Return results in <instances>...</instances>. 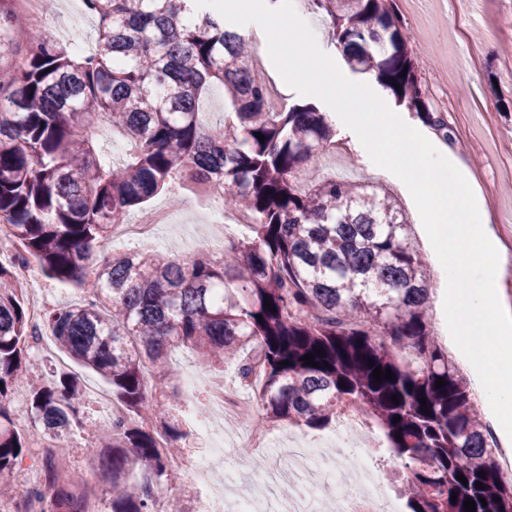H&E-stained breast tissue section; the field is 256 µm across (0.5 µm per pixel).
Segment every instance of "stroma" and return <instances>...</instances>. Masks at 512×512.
Listing matches in <instances>:
<instances>
[{
	"label": "stroma",
	"mask_w": 512,
	"mask_h": 512,
	"mask_svg": "<svg viewBox=\"0 0 512 512\" xmlns=\"http://www.w3.org/2000/svg\"><path fill=\"white\" fill-rule=\"evenodd\" d=\"M457 0H396L395 7L410 36L416 53V66L428 96L436 110L447 113L455 127H466L465 135L443 151L472 186L477 201L488 204L492 219V239L502 247L512 238V155L506 147L512 143V0L476 1L477 23L466 22L468 3ZM55 18L61 25L49 28L51 37L67 43L69 51L91 46L96 22L79 8V0H57ZM83 32L82 44L70 43L73 28ZM307 169L312 179L336 176L348 182L378 185L390 191L405 211L411 224V237L425 264L429 292L431 331L438 341L449 334L443 301L445 272L423 228L414 201L405 186L390 172L377 167L358 145L344 124L336 126V144L312 158ZM240 230L217 222L207 215L205 202L195 211L177 210L170 223L159 225L146 245L175 255L203 250L204 239L226 241L240 238ZM144 243L121 244L124 252L141 249ZM179 398L171 415L186 438L183 450L201 447L198 426L209 415L204 388L188 389L179 385ZM88 424L74 429L68 440L67 474L87 470L88 451L100 446L102 432L96 422L102 409L94 402L84 406ZM368 434L351 440L344 451V463L369 457L371 464L388 484H396L405 468L402 460L369 447Z\"/></svg>",
	"instance_id": "obj_1"
}]
</instances>
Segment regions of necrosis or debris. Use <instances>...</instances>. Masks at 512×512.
<instances>
[{"label":"necrosis or debris","mask_w":512,"mask_h":512,"mask_svg":"<svg viewBox=\"0 0 512 512\" xmlns=\"http://www.w3.org/2000/svg\"><path fill=\"white\" fill-rule=\"evenodd\" d=\"M204 385L209 408L220 424L249 415V401L229 395L223 378L206 376ZM368 428L358 407L341 409L328 443L294 441L286 453L287 464L265 470L258 485L231 480L222 463L226 449L265 447L268 434L260 429L227 434L203 454L175 456L167 466L189 484L202 486L196 512H327L331 501L338 503L339 512H399L395 497L368 462L361 459L342 470L326 460L328 448L345 447L350 435ZM283 484L293 489L289 497L275 493Z\"/></svg>","instance_id":"1"}]
</instances>
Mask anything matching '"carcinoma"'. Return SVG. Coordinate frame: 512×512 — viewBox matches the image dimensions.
Here are the masks:
<instances>
[{"mask_svg": "<svg viewBox=\"0 0 512 512\" xmlns=\"http://www.w3.org/2000/svg\"><path fill=\"white\" fill-rule=\"evenodd\" d=\"M16 2L0 0V218L22 248L20 262L32 257L45 277L85 293L78 305L45 311L43 326L60 352L112 385L124 409L109 450L89 449L111 512H152L167 472L157 437L172 448L185 437L166 413L150 429L140 421L147 386L178 397L168 357L176 344L234 365L243 387L259 364L267 422L323 430L339 407L360 406L409 470L401 487L408 512H466L468 498L475 512H512V480L484 450L473 391L430 332L427 280L406 215L374 185L328 177L301 187L308 161L336 145L326 113L312 104L270 111L249 39L221 16H191L192 0H81L97 32L94 49L79 56L38 31L16 43ZM308 3L327 18L352 71L375 76L397 105L454 142L394 0ZM215 85L233 111L206 126L200 104ZM96 121L125 137L126 162H106L84 134ZM213 185L224 186V209L253 218L250 236L228 241L221 260L148 248L92 259L130 209ZM34 337L16 262H0V476L29 451L5 401ZM309 353L319 367L303 365ZM377 366L395 381L376 382ZM50 376L30 390L31 422L63 440L84 427L85 394L75 374ZM137 468L142 479L133 482ZM45 475L55 488L46 512H87L82 496L58 485L50 461Z\"/></svg>", "mask_w": 512, "mask_h": 512, "instance_id": "cac0c4a2", "label": "carcinoma"}]
</instances>
